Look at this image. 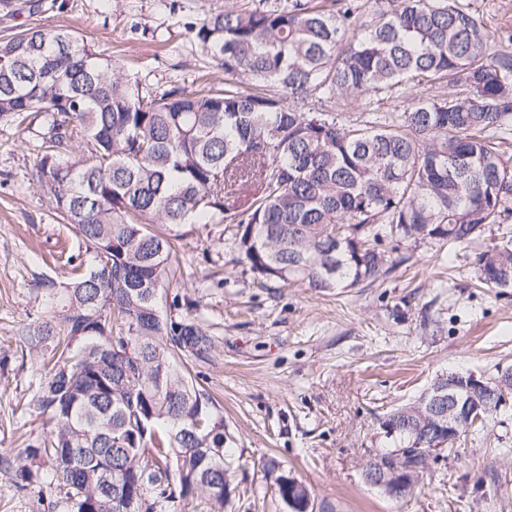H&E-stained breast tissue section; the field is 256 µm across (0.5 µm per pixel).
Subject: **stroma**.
<instances>
[{"label":"stroma","mask_w":512,"mask_h":512,"mask_svg":"<svg viewBox=\"0 0 512 512\" xmlns=\"http://www.w3.org/2000/svg\"><path fill=\"white\" fill-rule=\"evenodd\" d=\"M42 2L38 13L0 19V36L28 25L71 31L154 88L224 81L192 29L231 0ZM35 158L32 133L0 125V450L43 433L22 410L40 365L21 358L17 329L45 310L35 279L66 280V258L82 250L33 182ZM510 231L512 219L462 246L387 238L382 248L398 264L384 279L320 293L256 278L223 225L174 230L180 268L158 307L189 299L214 339L185 366L219 402L240 458L231 512H287L262 470L270 458L310 486L313 512H512V404L463 433L457 453L429 460L404 499L363 475L376 452L397 448L379 425L391 409L418 400L439 375L486 379L512 368V288L479 287L477 265Z\"/></svg>","instance_id":"stroma-1"}]
</instances>
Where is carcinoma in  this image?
Returning a JSON list of instances; mask_svg holds the SVG:
<instances>
[{
  "label": "carcinoma",
  "instance_id": "carcinoma-1",
  "mask_svg": "<svg viewBox=\"0 0 512 512\" xmlns=\"http://www.w3.org/2000/svg\"><path fill=\"white\" fill-rule=\"evenodd\" d=\"M375 4L235 0L194 28L224 87L193 93L154 91L67 30L0 41V124H37L34 179L86 266L38 279L47 315L18 329L43 366L25 410L49 430L0 454L17 492H54L51 512H224L223 411L174 367L213 340L158 311L176 275L161 227L225 224L258 278L330 292L386 277L387 235L464 245L512 217V50H490L467 0ZM478 265L482 284L512 288V239ZM492 387L455 390L479 408L469 426L512 379ZM381 425L401 448L437 431L423 396ZM378 458L410 488L428 467L420 451ZM275 490L306 512L305 482L279 475Z\"/></svg>",
  "mask_w": 512,
  "mask_h": 512
}]
</instances>
